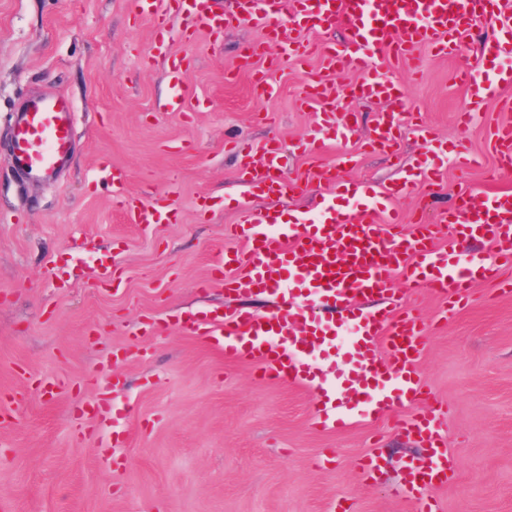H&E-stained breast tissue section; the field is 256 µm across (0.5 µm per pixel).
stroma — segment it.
<instances>
[{
    "instance_id": "35a3bbf8",
    "label": "stroma",
    "mask_w": 512,
    "mask_h": 512,
    "mask_svg": "<svg viewBox=\"0 0 512 512\" xmlns=\"http://www.w3.org/2000/svg\"><path fill=\"white\" fill-rule=\"evenodd\" d=\"M183 27L170 18L159 47L134 0H0V409L9 415L0 424V512H330L337 501L346 512H416L392 490L401 460L421 448L392 418L320 431V392L261 381L173 322L183 312L268 311L264 294L203 287L232 245L225 228L250 211L316 210L326 185L313 168L333 161L303 150L321 107L301 105L300 72L272 71L273 95L253 90L239 51L262 40L260 28L235 23L190 44ZM475 43L448 58L423 50L417 66L390 70L407 88V108L448 143L430 185L419 181L426 147L417 134L403 129L391 151L367 148L388 105L352 97L357 74L334 79L333 110L357 122L344 146L354 157L348 177L376 189L416 182L397 202L406 220L436 216L461 188L512 191V168L498 167L482 127L457 123L470 101L459 75L476 61ZM175 57L191 60L183 78L199 105L188 114L158 107ZM58 93L74 106L76 142L46 181L12 164L10 128L26 102ZM233 140L276 144L301 192L245 199ZM463 151L480 166L458 168ZM111 167L143 201L172 193L177 223H128L99 181ZM89 242L110 247L118 292L98 286L90 262L68 284L51 278ZM390 296L417 307L429 327L421 372L459 461L431 498L439 512H512V294L479 283L450 312L398 280ZM37 377L67 387L45 395ZM94 397L114 413L108 435L119 444L107 460L82 414ZM376 438L381 468L367 478L358 461Z\"/></svg>"
}]
</instances>
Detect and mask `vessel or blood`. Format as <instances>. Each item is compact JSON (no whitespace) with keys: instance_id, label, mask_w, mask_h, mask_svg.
<instances>
[{"instance_id":"b4317fda","label":"vessel or blood","mask_w":512,"mask_h":512,"mask_svg":"<svg viewBox=\"0 0 512 512\" xmlns=\"http://www.w3.org/2000/svg\"><path fill=\"white\" fill-rule=\"evenodd\" d=\"M141 16L165 29L169 17L184 19L183 37L194 41L198 29L223 30L238 20H249L265 32L290 30L283 57L304 48L303 33L326 30L344 23L349 40L325 47L330 69L336 73L358 71L351 91L359 99H387L386 112L368 140L369 147H394L404 127L405 88L388 74L390 64L413 59L418 49L444 55L459 52L476 22H496L497 40L482 54L483 61L461 72L464 87L474 102L459 113L458 122L470 126L483 99L512 87V0H297V10L285 17L282 0H235V13L214 8L212 0H135ZM334 87L318 74L307 75L304 100L322 102ZM163 109L191 112L194 93L175 80L174 94ZM322 131L308 142L311 154L322 155L332 143L355 137L354 121H337L324 113ZM413 130L427 144L423 177L441 165L440 147L422 125ZM492 147L497 158L512 163V125L496 127ZM74 144L72 106L61 96L28 103L11 132L13 163L42 177L53 175L69 157ZM342 153L331 174L325 175L326 196L318 215H294L281 221L277 212H251L235 226L236 247L219 254L213 282L230 293L258 291L274 297L265 313L226 309L223 315L190 317L187 331L204 329L213 346L225 356L253 365L266 381L295 385L312 383L321 365L310 352L330 346L336 337L350 335L337 366V397L327 400L315 425L322 431L344 428L351 419L400 412L399 425L418 442L430 444L427 456L403 461L406 474L398 494L414 499L419 512H433L427 492L454 477L457 464L445 444L444 413L428 417L418 407L430 405L420 364L428 326L417 309L395 304L363 309L364 297H384L394 280L420 288L448 305L467 301L475 283L501 285L503 269H512V193L486 198L460 191L436 224L402 225L391 205L408 195L411 183H396L381 191L341 181L352 163ZM114 200L132 224H162L177 216L171 195L152 204L129 195L124 174L109 172ZM248 196L286 197L299 192L300 179L289 176L278 149L264 148L259 163H248ZM457 224L460 240L441 244V227Z\"/></svg>"}]
</instances>
